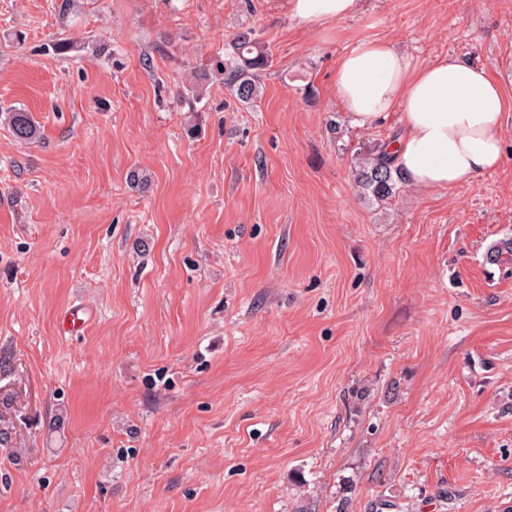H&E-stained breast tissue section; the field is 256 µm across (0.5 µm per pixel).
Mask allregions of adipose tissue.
<instances>
[{
    "instance_id": "ef3b65f1",
    "label": "adipose tissue",
    "mask_w": 512,
    "mask_h": 512,
    "mask_svg": "<svg viewBox=\"0 0 512 512\" xmlns=\"http://www.w3.org/2000/svg\"><path fill=\"white\" fill-rule=\"evenodd\" d=\"M289 14L323 26L354 16L359 0H287ZM336 96L352 125L394 118L392 165L428 190L470 184L502 163V130L512 95L481 67L451 55L421 62L386 39H363L343 54Z\"/></svg>"
}]
</instances>
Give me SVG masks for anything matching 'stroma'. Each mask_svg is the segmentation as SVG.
<instances>
[{
    "mask_svg": "<svg viewBox=\"0 0 512 512\" xmlns=\"http://www.w3.org/2000/svg\"><path fill=\"white\" fill-rule=\"evenodd\" d=\"M61 3L0 0L40 127L0 122V512H512V114L497 170L377 201L394 123L333 87L383 38L512 91V0ZM247 29L253 104L215 74ZM288 13L303 23L324 26L356 14L359 0H287ZM4 121L18 140L29 141L36 138L39 133L32 114L26 110L14 109L6 112Z\"/></svg>",
    "mask_w": 512,
    "mask_h": 512,
    "instance_id": "35a3bbf8",
    "label": "stroma"
}]
</instances>
